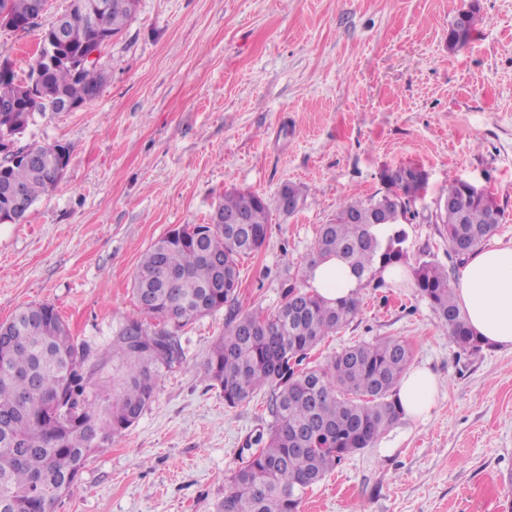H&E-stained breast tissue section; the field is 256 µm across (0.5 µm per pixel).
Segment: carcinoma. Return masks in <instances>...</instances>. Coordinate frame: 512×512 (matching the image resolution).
<instances>
[{
  "instance_id": "carcinoma-1",
  "label": "carcinoma",
  "mask_w": 512,
  "mask_h": 512,
  "mask_svg": "<svg viewBox=\"0 0 512 512\" xmlns=\"http://www.w3.org/2000/svg\"><path fill=\"white\" fill-rule=\"evenodd\" d=\"M95 0H71L57 24L42 35L66 56L84 53L95 39L120 35L134 18L137 0H104L106 9L90 25L82 10ZM13 19L28 21L32 0H0ZM477 12L457 17L448 46L465 45ZM104 81L100 65L80 68L45 65L37 82L22 83L15 71L0 72V103L14 102L15 112H0V149L15 142L35 114L60 111L66 102L86 105ZM58 145L28 149L0 158V221L14 211L12 188L23 189L28 206L61 181L67 161ZM387 193L349 200L319 229L312 257L335 256L369 285L388 267L409 266L415 288L436 313L448 340L464 353L480 350L453 289L448 268L431 260L408 264L410 204L424 191L419 182L388 181ZM303 200L294 184L284 185L275 200L230 189L218 207L226 213L247 210L245 224H182L154 241L142 254L132 277L139 316L128 317L112 339V355L90 363L92 350L71 335L50 304L28 305L11 319L12 347L0 353V414L14 417L0 427V512H53L68 494L93 445L82 424L92 423L103 440L132 427L154 400L162 370L184 360L181 334L194 320L228 309L224 334L213 344L201 368L202 379L224 394L235 408L254 394L270 391L267 429L246 440L247 455L230 469L224 497L214 512H299L307 489L322 481L350 454L373 447L403 417L396 399L411 350L397 339L354 344L325 362L304 364L326 337L353 323L360 296L334 305L310 288L306 262L300 284L287 288L277 311L262 315L239 303L240 259L265 244L271 209L284 214V198ZM445 197L455 209L441 224L448 248L462 262L493 235L499 206L486 192L467 191L459 180ZM386 225L380 238L374 228ZM148 316L156 323L142 320ZM112 364V385L99 371Z\"/></svg>"
}]
</instances>
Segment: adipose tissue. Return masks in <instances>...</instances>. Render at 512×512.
Returning a JSON list of instances; mask_svg holds the SVG:
<instances>
[{"instance_id": "ef3b65f1", "label": "adipose tissue", "mask_w": 512, "mask_h": 512, "mask_svg": "<svg viewBox=\"0 0 512 512\" xmlns=\"http://www.w3.org/2000/svg\"><path fill=\"white\" fill-rule=\"evenodd\" d=\"M310 284L329 303L354 296L358 279L342 260H317ZM457 302L473 333L484 343L512 351V244L491 241L468 256L453 283ZM438 378L429 368L407 370L397 385V396L407 418L430 419L436 405Z\"/></svg>"}]
</instances>
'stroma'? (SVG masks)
I'll return each mask as SVG.
<instances>
[{
  "mask_svg": "<svg viewBox=\"0 0 512 512\" xmlns=\"http://www.w3.org/2000/svg\"><path fill=\"white\" fill-rule=\"evenodd\" d=\"M68 4L49 0L28 31L0 28L19 79ZM472 5L471 39L449 49L451 24ZM100 64L92 103L36 116L15 142L69 155L25 221L0 224V322L49 303L104 352L137 313L141 255L177 225L208 223L232 188L304 192L241 262L240 304L267 314L318 227L341 203L384 193L390 169L428 174L406 227L411 259L453 267L429 212L454 179L493 195V237L512 242V0H138ZM223 332L220 311L185 330L183 364L164 371L135 425L94 448L54 512H212L246 438L270 421L269 391L230 408L202 381ZM383 337L437 374L435 410L347 456L301 512H512V352L460 354L408 279L363 288L359 317L310 359Z\"/></svg>",
  "mask_w": 512,
  "mask_h": 512,
  "instance_id": "obj_1",
  "label": "stroma"
}]
</instances>
